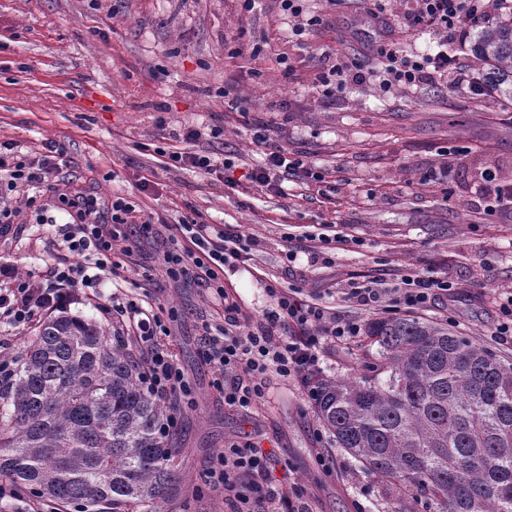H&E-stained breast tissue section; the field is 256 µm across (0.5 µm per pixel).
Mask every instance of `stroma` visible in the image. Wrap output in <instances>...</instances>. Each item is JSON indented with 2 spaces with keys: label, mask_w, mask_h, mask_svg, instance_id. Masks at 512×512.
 <instances>
[{
  "label": "stroma",
  "mask_w": 512,
  "mask_h": 512,
  "mask_svg": "<svg viewBox=\"0 0 512 512\" xmlns=\"http://www.w3.org/2000/svg\"><path fill=\"white\" fill-rule=\"evenodd\" d=\"M304 9L322 23L299 40L278 0H257L250 12L239 0H0V143L31 156L55 143L75 189L134 198L159 220L102 289L163 306L172 351L195 390L192 407L177 414L182 476L166 512H229L222 493L199 497L195 488L225 443L249 438L260 440L275 479L306 487L312 512L391 510L293 383L274 377L250 409L225 405L200 356L202 321L222 322L224 312L206 288L169 280L163 266L168 227L180 218L253 242V265L224 277L252 316L270 305L274 281L356 318L359 307L345 298L351 283L392 284L413 268L456 286L423 319L512 355V339L491 333L512 293V109L463 88L385 92L373 80L324 98L323 50L363 66L379 32L363 0H306ZM187 123L217 130L190 149L230 158L236 186L199 169H164L158 151L171 149L173 130ZM260 126L323 172L328 192L294 178L271 195L245 181L263 161L253 139ZM445 166L450 179H433ZM36 192L52 223H36L20 200V234L0 239V259L23 273L55 262L69 220L44 187ZM339 232L351 242L332 265L312 263L307 237ZM373 353L365 340L327 351L323 374L360 381Z\"/></svg>",
  "instance_id": "stroma-1"
}]
</instances>
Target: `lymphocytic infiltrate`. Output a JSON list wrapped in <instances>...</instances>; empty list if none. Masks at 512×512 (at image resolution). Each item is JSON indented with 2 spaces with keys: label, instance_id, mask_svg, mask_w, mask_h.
Wrapping results in <instances>:
<instances>
[{
  "label": "lymphocytic infiltrate",
  "instance_id": "f902f5d3",
  "mask_svg": "<svg viewBox=\"0 0 512 512\" xmlns=\"http://www.w3.org/2000/svg\"><path fill=\"white\" fill-rule=\"evenodd\" d=\"M493 7L512 10V0H412L403 24L436 36V52L407 55L394 43L384 41L376 50L379 68L353 71L329 50L323 54L328 73L320 82L326 94L332 95L349 82L360 83L369 76L378 79L386 90L450 78L476 97L491 96L492 89L482 81L479 71L473 70L462 55L449 53L448 43L466 41L470 28ZM255 140L264 148L265 163L248 178L262 191L281 193L284 183L294 175L323 182L319 171L301 159L288 157L267 132L258 133ZM62 156L53 146L34 157L0 153V172L7 174L6 180H0L1 239L20 232L8 195L24 184L45 185L71 217L61 229L63 256L42 273L22 276L15 265L0 261V324L29 328L47 315L91 298L116 340L145 349L141 375L149 393L162 400L192 403V388L166 343L170 331L162 318V306L146 307L138 299L98 290L103 274H117L121 257L132 254L135 238L151 233L152 220L134 222L137 203L130 197L116 195L110 203L102 204L93 195L70 190L60 175ZM252 258L250 243L240 235L190 216L175 224L163 252L171 279L200 280L224 309L222 323L203 326L201 357L211 366L214 386L225 405L252 407L265 397L274 376L297 381L309 399H316L322 353L360 339L365 321L329 315L324 306L300 303L294 290L271 284L267 287L270 307L253 330L240 333L245 315L224 287V271ZM452 293L448 281L410 269L391 286L352 287L347 298L362 311L396 318L427 310ZM307 325L316 326V333H304ZM266 463V456L252 441H232L213 458L206 480L212 490L223 493L231 512H266L275 505L280 512H310L301 489L287 495L265 481Z\"/></svg>",
  "mask_w": 512,
  "mask_h": 512
}]
</instances>
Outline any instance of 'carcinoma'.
<instances>
[{"instance_id": "carcinoma-1", "label": "carcinoma", "mask_w": 512, "mask_h": 512, "mask_svg": "<svg viewBox=\"0 0 512 512\" xmlns=\"http://www.w3.org/2000/svg\"><path fill=\"white\" fill-rule=\"evenodd\" d=\"M483 78L512 101V21L471 47ZM375 375L327 380L316 405L338 447L402 512H512V359L450 328L374 318ZM0 387V476L80 512H163L179 479L170 415L142 387L132 354L96 321L44 322Z\"/></svg>"}]
</instances>
